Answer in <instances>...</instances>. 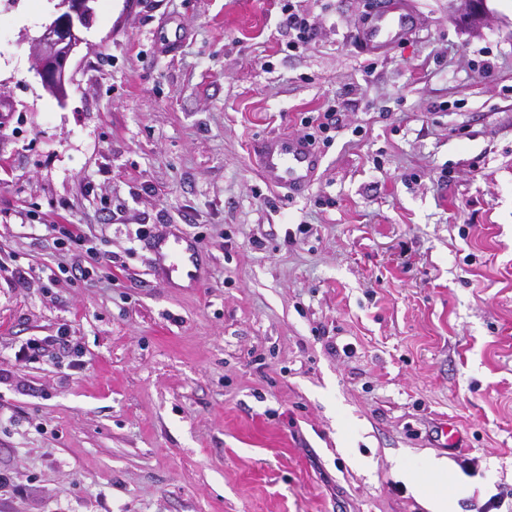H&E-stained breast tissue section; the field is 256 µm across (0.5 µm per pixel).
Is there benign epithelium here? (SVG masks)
<instances>
[{
	"instance_id": "obj_1",
	"label": "benign epithelium",
	"mask_w": 512,
	"mask_h": 512,
	"mask_svg": "<svg viewBox=\"0 0 512 512\" xmlns=\"http://www.w3.org/2000/svg\"><path fill=\"white\" fill-rule=\"evenodd\" d=\"M95 0H60V15L32 44L34 70L49 93L59 100L67 98V65L82 43L77 26H87L94 14Z\"/></svg>"
}]
</instances>
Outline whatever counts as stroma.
I'll list each match as a JSON object with an SVG mask.
<instances>
[{"label": "stroma", "mask_w": 512, "mask_h": 512, "mask_svg": "<svg viewBox=\"0 0 512 512\" xmlns=\"http://www.w3.org/2000/svg\"><path fill=\"white\" fill-rule=\"evenodd\" d=\"M375 2L97 0L61 102L30 55L59 0H0V512H427L429 457L455 512H512V0H413L371 53ZM272 133L314 137L301 196ZM63 326L82 368L15 362ZM410 0H378L374 20L359 28L357 39L371 53H378L402 40L416 27ZM306 139L280 134L263 138L253 145V155L268 185L299 193L312 183L320 159ZM154 247L159 259L158 276L168 284L176 281L195 285L201 272V252L195 238L187 234L158 237ZM435 483L432 485L421 484L413 480L411 485L415 493L425 501V506L429 512H454L455 499L461 487L458 486L453 478L452 472L448 468V463L443 459L430 457L424 469ZM448 484L455 485V491L452 495L448 489Z\"/></svg>", "instance_id": "35a3bbf8"}]
</instances>
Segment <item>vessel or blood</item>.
Wrapping results in <instances>:
<instances>
[{"mask_svg": "<svg viewBox=\"0 0 512 512\" xmlns=\"http://www.w3.org/2000/svg\"><path fill=\"white\" fill-rule=\"evenodd\" d=\"M411 0H378L374 20L359 28L357 39L372 53L380 52L402 40L416 26ZM264 181L298 193L313 181L320 159L301 136L280 134L257 141L253 146ZM154 247L159 259L158 276L173 284H196L201 272V252L195 238L172 234L156 238Z\"/></svg>", "mask_w": 512, "mask_h": 512, "instance_id": "b4317fda", "label": "vessel or blood"}]
</instances>
